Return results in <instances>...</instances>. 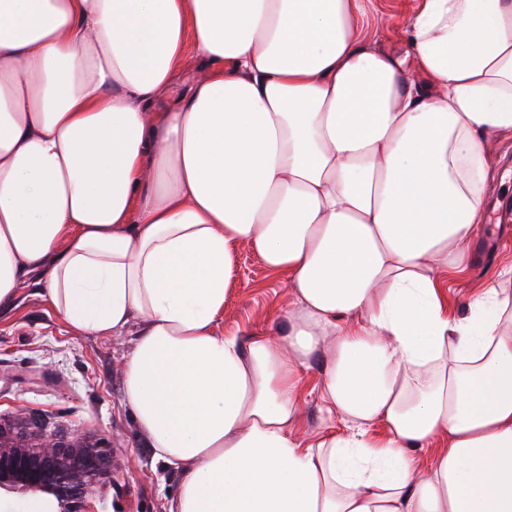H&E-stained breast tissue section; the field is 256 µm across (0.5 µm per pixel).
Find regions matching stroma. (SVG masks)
Returning a JSON list of instances; mask_svg holds the SVG:
<instances>
[{
  "label": "stroma",
  "mask_w": 512,
  "mask_h": 512,
  "mask_svg": "<svg viewBox=\"0 0 512 512\" xmlns=\"http://www.w3.org/2000/svg\"><path fill=\"white\" fill-rule=\"evenodd\" d=\"M365 22L367 35L381 48L395 51L414 0H372ZM497 170L506 181H493L487 216L512 204V137L492 146ZM478 255L448 288V311L465 315L472 294L480 288H503L512 295V281L501 270L512 265V240L496 242L489 224L479 227ZM233 271L219 327L241 337L277 333L286 307V278L267 269L253 247L237 244ZM134 332L116 336H76L50 304L35 276L20 286L15 307L0 311V422L26 426L39 415L62 443L96 448L110 468L91 490L95 512H168L180 479L175 467L158 460L125 403L124 359ZM321 372L311 362L301 386L302 416L297 430L311 434L331 427L313 392Z\"/></svg>",
  "instance_id": "stroma-1"
}]
</instances>
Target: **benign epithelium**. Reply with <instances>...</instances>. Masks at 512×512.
Here are the masks:
<instances>
[{"instance_id":"obj_1","label":"benign epithelium","mask_w":512,"mask_h":512,"mask_svg":"<svg viewBox=\"0 0 512 512\" xmlns=\"http://www.w3.org/2000/svg\"><path fill=\"white\" fill-rule=\"evenodd\" d=\"M34 439L17 443L0 426V490L40 497L54 507L53 512H89L91 485L106 474L101 454L93 448L66 446L41 427Z\"/></svg>"}]
</instances>
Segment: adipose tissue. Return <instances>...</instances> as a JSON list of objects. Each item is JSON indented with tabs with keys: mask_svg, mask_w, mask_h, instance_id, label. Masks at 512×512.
Instances as JSON below:
<instances>
[{
	"mask_svg": "<svg viewBox=\"0 0 512 512\" xmlns=\"http://www.w3.org/2000/svg\"><path fill=\"white\" fill-rule=\"evenodd\" d=\"M371 2L0 0V308L35 271L74 335L137 326L168 512H512V304L447 310L512 136V0H415L396 52ZM241 242L288 290L246 342ZM316 358L343 430L304 438Z\"/></svg>",
	"mask_w": 512,
	"mask_h": 512,
	"instance_id": "ef3b65f1",
	"label": "adipose tissue"
}]
</instances>
